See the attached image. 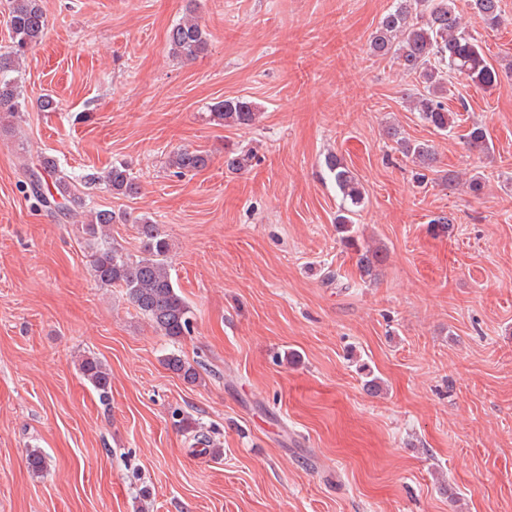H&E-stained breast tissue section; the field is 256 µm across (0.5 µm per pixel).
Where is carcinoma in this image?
<instances>
[{
	"label": "carcinoma",
	"instance_id": "obj_1",
	"mask_svg": "<svg viewBox=\"0 0 512 512\" xmlns=\"http://www.w3.org/2000/svg\"><path fill=\"white\" fill-rule=\"evenodd\" d=\"M10 50L0 53V119L18 116L23 111V102L15 73L19 72V60L45 38L48 31L46 15L40 0H7ZM473 18L489 27L501 23V0H469ZM208 33L193 17H186L168 31L169 52L175 58L193 60L208 46ZM372 55L393 58L398 61L404 74L415 76L423 84V91L410 95L412 109L420 119L435 131L449 133L456 127V113L448 109L447 99L451 93V79L465 77L471 82L491 87L498 83L499 71L488 61L478 40L462 23V15L456 0H394L392 9L383 15L369 43ZM212 120L227 127L251 126L258 112L255 105L244 97L227 98L210 109ZM395 138L397 150L419 168L434 167L437 157L426 143H415L398 133ZM469 150L480 155L490 153L486 129L474 123L462 135ZM251 153L238 150L225 154L227 168L238 171L246 167ZM210 156L198 150H178L169 155L168 168L179 176L188 175L206 168ZM329 177L341 194L342 207L337 216L336 228L342 234L346 249L356 255L360 277L372 279L385 253L363 241L353 230V215L364 204L363 186L357 173L351 170L335 154L325 158ZM29 180L23 182L21 190L45 205L58 203L66 214L82 218L83 232L97 240L91 254V275L104 288H120L135 309L146 317L156 332L171 341H178L191 333L192 311L178 287L172 280L168 264L170 244L161 234L159 226L146 216L137 217L141 255L133 260L122 250L111 245L112 225L120 216L111 210L85 209L81 198L72 189L70 175L59 170L56 160L45 155L40 160L39 170L29 171ZM87 185L103 183L112 193L123 196L138 194L139 186L130 177L128 169L114 165L100 176L90 173L83 177ZM168 370L195 384L200 380L198 369L176 354L163 359ZM83 378L98 393L102 403L111 398V377L105 364L97 357H85L79 364ZM182 430L193 431L191 451L199 446H210L211 439L203 427L187 416L177 419ZM27 467L35 476L48 469L46 454L39 448H31L27 454Z\"/></svg>",
	"mask_w": 512,
	"mask_h": 512
}]
</instances>
